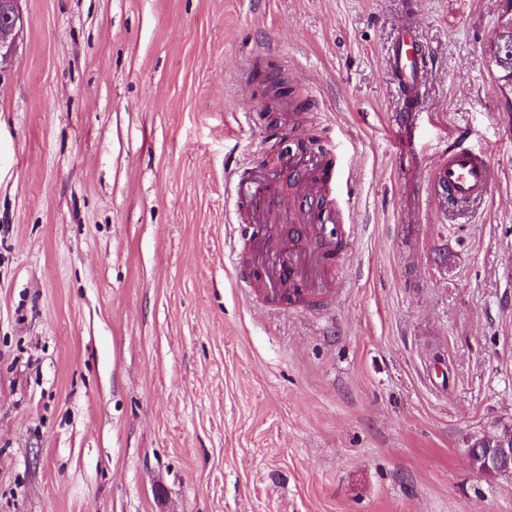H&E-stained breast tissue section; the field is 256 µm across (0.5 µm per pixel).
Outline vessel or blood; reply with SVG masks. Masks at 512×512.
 <instances>
[{
    "instance_id": "vessel-or-blood-1",
    "label": "vessel or blood",
    "mask_w": 512,
    "mask_h": 512,
    "mask_svg": "<svg viewBox=\"0 0 512 512\" xmlns=\"http://www.w3.org/2000/svg\"><path fill=\"white\" fill-rule=\"evenodd\" d=\"M430 61L411 29H402L391 49L390 69L400 96L415 105L421 76ZM299 187L289 206H281L265 174L235 177L237 195L245 197L248 208L236 212L237 241L243 252H232V262H245L249 273L238 278L239 287L257 300L279 299L283 307H318L334 293L337 259L354 238L342 222L338 209H322L323 197L343 186L341 169L331 155L308 160L302 154L289 156L279 172ZM494 171L488 158L459 144L432 173V187L438 199L461 208L488 197Z\"/></svg>"
}]
</instances>
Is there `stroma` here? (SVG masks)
<instances>
[{
	"mask_svg": "<svg viewBox=\"0 0 512 512\" xmlns=\"http://www.w3.org/2000/svg\"><path fill=\"white\" fill-rule=\"evenodd\" d=\"M0 68V512H512L504 0H22ZM431 57L401 123L387 62ZM292 105L266 111V78ZM497 183L462 212L455 141ZM334 150L330 311L237 288L235 169ZM511 41L512 40V34L511 32L510 33H507L506 34V38H505V41ZM504 54H509L512 55V41L511 43H505L504 41L500 43V52L497 56V60L494 59V62H496L498 65L499 63L502 62V60H504ZM497 83H498V86L503 88V89H507L510 93L512 92V58L510 56V58L508 57L505 61H504V65L502 67H499L497 68ZM494 171L481 153L452 144L432 173V187L448 208H461L491 194ZM497 448H489L486 459V469L481 474H506L512 471V442L501 441ZM490 470V471H489Z\"/></svg>",
	"mask_w": 512,
	"mask_h": 512,
	"instance_id": "35a3bbf8",
	"label": "stroma"
}]
</instances>
